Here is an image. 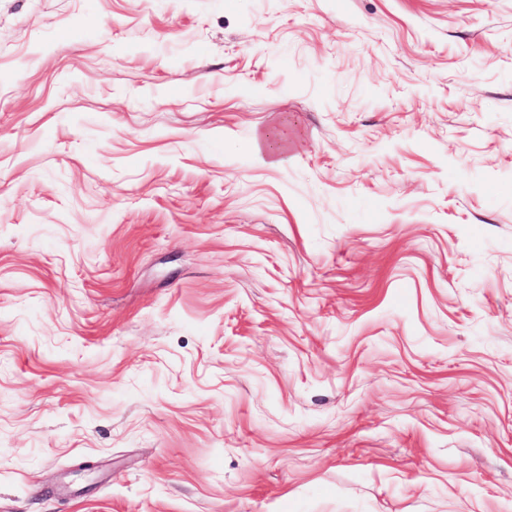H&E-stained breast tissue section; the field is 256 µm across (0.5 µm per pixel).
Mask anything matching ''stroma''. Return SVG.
I'll return each mask as SVG.
<instances>
[{"mask_svg": "<svg viewBox=\"0 0 512 512\" xmlns=\"http://www.w3.org/2000/svg\"><path fill=\"white\" fill-rule=\"evenodd\" d=\"M0 512H512V0H0Z\"/></svg>", "mask_w": 512, "mask_h": 512, "instance_id": "stroma-1", "label": "stroma"}]
</instances>
